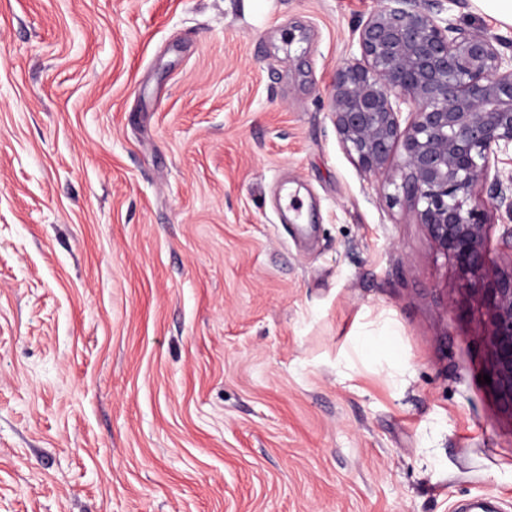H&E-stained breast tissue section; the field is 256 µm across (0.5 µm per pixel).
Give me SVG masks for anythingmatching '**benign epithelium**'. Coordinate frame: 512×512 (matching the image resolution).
<instances>
[{
    "label": "benign epithelium",
    "instance_id": "benign-epithelium-1",
    "mask_svg": "<svg viewBox=\"0 0 512 512\" xmlns=\"http://www.w3.org/2000/svg\"><path fill=\"white\" fill-rule=\"evenodd\" d=\"M357 31L360 57L333 80L340 143L364 172L414 202L437 249L481 295L488 373L512 411V269L494 266L486 233L498 218L512 241V174L498 168L512 155V56L416 0H384ZM489 180L490 202L473 201Z\"/></svg>",
    "mask_w": 512,
    "mask_h": 512
}]
</instances>
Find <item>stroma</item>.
<instances>
[{
  "label": "stroma",
  "instance_id": "1",
  "mask_svg": "<svg viewBox=\"0 0 512 512\" xmlns=\"http://www.w3.org/2000/svg\"><path fill=\"white\" fill-rule=\"evenodd\" d=\"M379 2L0 0V512H512L488 313L331 120Z\"/></svg>",
  "mask_w": 512,
  "mask_h": 512
}]
</instances>
